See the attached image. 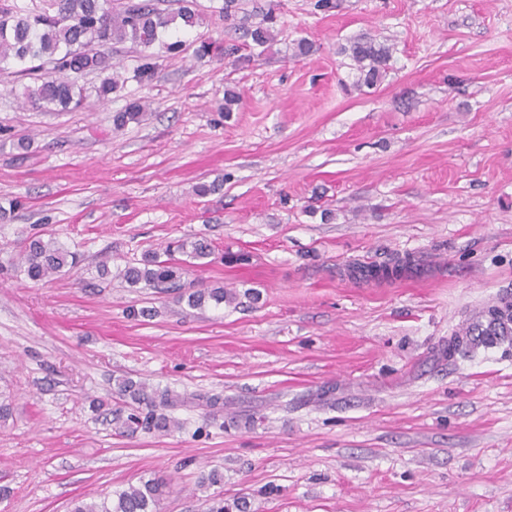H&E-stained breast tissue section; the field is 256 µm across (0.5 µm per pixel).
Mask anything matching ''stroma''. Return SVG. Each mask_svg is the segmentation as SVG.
I'll return each mask as SVG.
<instances>
[{
  "mask_svg": "<svg viewBox=\"0 0 512 512\" xmlns=\"http://www.w3.org/2000/svg\"><path fill=\"white\" fill-rule=\"evenodd\" d=\"M314 3L193 0L199 26L164 34L183 46L150 82L131 78L142 49L115 44L125 83L71 112L25 105L33 76L0 71V512L154 477L159 512L218 494L245 512H512V335L447 354L512 301V0ZM360 36L392 48L371 88L344 52ZM204 42L235 52L201 59ZM133 99L141 122L114 129ZM37 232L78 266L27 279ZM182 239L213 247L186 286L233 302L115 278ZM407 254L420 271L349 272ZM122 375L180 394V429L117 435ZM214 468L223 483L200 486Z\"/></svg>",
  "mask_w": 512,
  "mask_h": 512,
  "instance_id": "stroma-1",
  "label": "stroma"
}]
</instances>
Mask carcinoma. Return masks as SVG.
<instances>
[{"label":"carcinoma","instance_id":"1","mask_svg":"<svg viewBox=\"0 0 512 512\" xmlns=\"http://www.w3.org/2000/svg\"><path fill=\"white\" fill-rule=\"evenodd\" d=\"M198 15L190 0H182L176 13L159 9L153 0L112 7V0H51L50 8L37 13L29 12L18 4L0 3V64L13 62L28 67L30 71L51 65V72L39 83L25 88V98L36 107L49 105L62 110H75L83 106V88L68 79L69 73H98L103 75L95 87L97 100H110L118 86V76L112 74L109 48L114 43L130 41L145 49L152 47L159 38L160 30L179 22L184 28L196 26ZM274 17L267 15L264 24L251 31L254 44L269 48L273 40L271 23ZM357 65L364 85H376L388 69L391 48L372 38H360L347 49ZM157 69L155 55H142L134 77L142 81L152 77ZM145 104L129 103L113 116L114 128L120 130L131 121L142 117ZM179 252L198 260L211 254L210 245L197 241L180 240L168 244L163 253L148 252L139 262H130L120 271V277L131 287L143 283L149 287L163 286L179 292L187 298L188 306L201 308L212 301L219 305L227 299L222 288L190 290L181 281L183 268L176 265L173 254ZM22 261L26 275L33 281L45 280L72 269L78 264L76 255L51 239L39 235L28 239ZM509 331L508 325L492 319L487 326L477 325L462 334L470 336H502ZM116 392L130 403L117 408L113 424L120 434L138 431L169 434L180 423L163 413V408L173 406L177 398L171 391L149 386L130 378L115 380ZM166 484L150 479L140 485H131L115 493L112 499L87 503L79 500L71 512H158Z\"/></svg>","mask_w":512,"mask_h":512}]
</instances>
